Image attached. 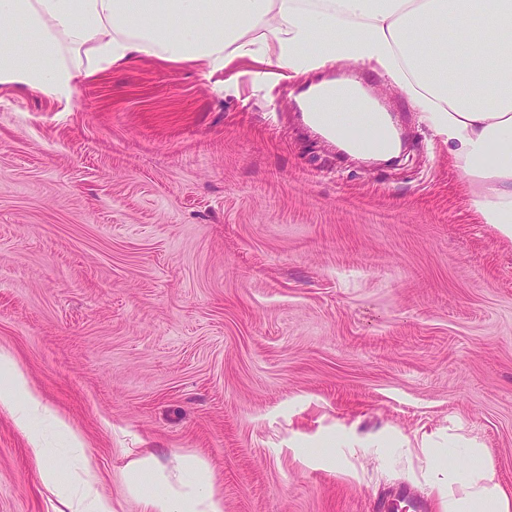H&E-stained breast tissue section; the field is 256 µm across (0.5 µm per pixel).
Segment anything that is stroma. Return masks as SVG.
I'll use <instances>...</instances> for the list:
<instances>
[{
  "label": "stroma",
  "mask_w": 512,
  "mask_h": 512,
  "mask_svg": "<svg viewBox=\"0 0 512 512\" xmlns=\"http://www.w3.org/2000/svg\"><path fill=\"white\" fill-rule=\"evenodd\" d=\"M258 69L220 93L149 59L68 104L0 91V351L112 512H143L122 475L144 449L205 458L224 512H375L400 486L448 512L426 440L512 500V239L379 73L406 141L388 166L301 123L322 72ZM33 431L69 481L68 436ZM30 432L0 405V512H59Z\"/></svg>",
  "instance_id": "35a3bbf8"
}]
</instances>
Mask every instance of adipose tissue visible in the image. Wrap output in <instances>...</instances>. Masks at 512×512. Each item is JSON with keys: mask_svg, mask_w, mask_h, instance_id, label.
Wrapping results in <instances>:
<instances>
[{"mask_svg": "<svg viewBox=\"0 0 512 512\" xmlns=\"http://www.w3.org/2000/svg\"><path fill=\"white\" fill-rule=\"evenodd\" d=\"M142 58L210 76L244 58L293 76L370 65L448 142L483 223L512 238V0H0V87L67 103L81 78ZM17 390L26 394L20 424L48 418L68 432L22 374L0 403ZM33 451L70 512H112L90 481L59 486L50 449ZM431 469L461 490L448 512H512L487 471L440 460ZM210 472L197 457L172 473L141 455L126 467V487L144 512H224Z\"/></svg>", "mask_w": 512, "mask_h": 512, "instance_id": "ef3b65f1", "label": "adipose tissue"}]
</instances>
